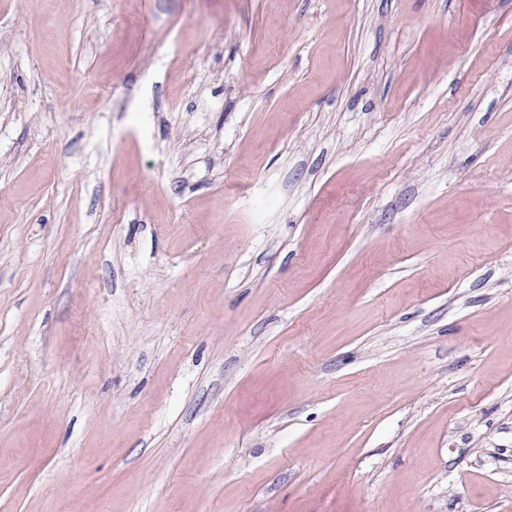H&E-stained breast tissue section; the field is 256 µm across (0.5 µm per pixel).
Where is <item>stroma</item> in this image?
Masks as SVG:
<instances>
[{
    "mask_svg": "<svg viewBox=\"0 0 512 512\" xmlns=\"http://www.w3.org/2000/svg\"><path fill=\"white\" fill-rule=\"evenodd\" d=\"M0 512H512V0H0Z\"/></svg>",
    "mask_w": 512,
    "mask_h": 512,
    "instance_id": "35a3bbf8",
    "label": "stroma"
}]
</instances>
